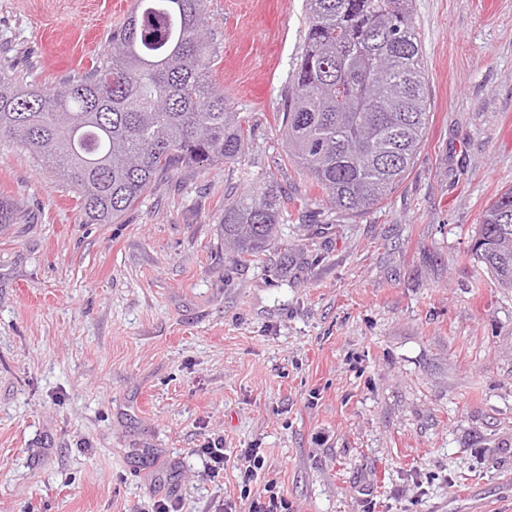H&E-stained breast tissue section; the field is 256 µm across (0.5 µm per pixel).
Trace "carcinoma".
<instances>
[{"label":"carcinoma","mask_w":512,"mask_h":512,"mask_svg":"<svg viewBox=\"0 0 512 512\" xmlns=\"http://www.w3.org/2000/svg\"><path fill=\"white\" fill-rule=\"evenodd\" d=\"M410 0H306L304 43L277 113L286 159L360 217L405 180L429 122ZM205 0H135L112 48L41 90L0 77V143L72 188L84 223L110 224L181 167L239 164L251 126L210 76ZM285 208L278 187L224 197V255L259 257ZM21 212L0 200V224ZM472 254L512 288V188L484 210Z\"/></svg>","instance_id":"carcinoma-1"}]
</instances>
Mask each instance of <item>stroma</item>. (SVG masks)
I'll list each match as a JSON object with an SVG mask.
<instances>
[{"label":"stroma","mask_w":512,"mask_h":512,"mask_svg":"<svg viewBox=\"0 0 512 512\" xmlns=\"http://www.w3.org/2000/svg\"><path fill=\"white\" fill-rule=\"evenodd\" d=\"M212 78L255 136L242 162L158 180L112 224L0 144V512H512V288L471 246L512 187V0H412L430 119L380 209L327 213L274 116L304 0H206ZM134 0H0V73L50 89L107 51ZM277 176L288 216L224 257V196ZM198 452L208 458V475L212 478L224 473V467L228 465L231 456L224 454V440H211L199 448ZM264 456L258 448H243L235 455L233 464L240 471L241 490L240 499L243 502L245 512H291L288 500L275 491L276 485H269L260 493L251 497L250 483L257 476L258 470L264 465Z\"/></svg>","instance_id":"stroma-1"}]
</instances>
